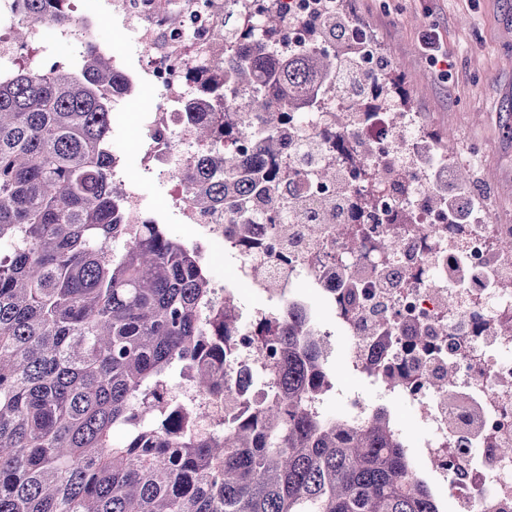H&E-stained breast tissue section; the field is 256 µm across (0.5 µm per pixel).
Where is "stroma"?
<instances>
[{"label": "stroma", "mask_w": 512, "mask_h": 512, "mask_svg": "<svg viewBox=\"0 0 512 512\" xmlns=\"http://www.w3.org/2000/svg\"><path fill=\"white\" fill-rule=\"evenodd\" d=\"M351 16L370 28L385 52L398 65L412 109L431 132L452 129L458 164L471 174L468 195L494 203L492 221L512 224V0H345ZM106 0H77L79 12L94 17V41L113 54L137 62L134 32L116 21ZM439 25L451 58L447 76L431 70L422 54L419 35L427 25ZM156 90L147 83L126 99L130 119L112 144L127 160V176L146 203L149 214L168 224L184 241L198 231L179 223L166 208L167 194L145 177L138 159L147 145L137 113L152 111ZM344 337L336 339L329 364L336 380L331 408L343 411L350 397L369 404L384 403L394 416L408 421V439L418 444L427 434L412 405L383 394L366 374L345 368Z\"/></svg>", "instance_id": "35a3bbf8"}]
</instances>
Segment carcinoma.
<instances>
[{"mask_svg": "<svg viewBox=\"0 0 512 512\" xmlns=\"http://www.w3.org/2000/svg\"><path fill=\"white\" fill-rule=\"evenodd\" d=\"M57 0H19L33 23H76ZM237 50L215 47L185 108L201 142L224 137L206 170L182 180L199 210L224 208L251 233L260 205L276 207L289 172L248 164L233 139L242 115L269 156L291 113L352 64L320 48L345 32L311 30L312 47L283 55L254 40L248 3ZM267 33L284 24L266 5ZM404 86L384 55L345 112L375 109ZM129 96L109 55L87 45L79 68L22 66L0 81V512H441L385 404L356 426L315 404L334 389L329 346L305 309L276 314L266 340L275 392L203 430V402L224 398L236 358L237 301L214 302L193 247L166 224L124 223L112 177V100ZM200 401L167 394L177 382Z\"/></svg>", "mask_w": 512, "mask_h": 512, "instance_id": "carcinoma-1", "label": "carcinoma"}]
</instances>
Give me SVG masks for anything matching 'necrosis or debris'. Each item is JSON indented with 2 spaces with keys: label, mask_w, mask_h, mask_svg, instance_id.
Wrapping results in <instances>:
<instances>
[{
  "label": "necrosis or debris",
  "mask_w": 512,
  "mask_h": 512,
  "mask_svg": "<svg viewBox=\"0 0 512 512\" xmlns=\"http://www.w3.org/2000/svg\"><path fill=\"white\" fill-rule=\"evenodd\" d=\"M113 15L133 29L142 48L135 80L158 92L143 122L149 148L144 171L168 187V201L182 223L197 225L196 246L207 253L223 243L244 278L270 302L269 308H240V320L261 321L289 303L302 305L324 337L344 334L346 363L371 374L384 394L409 401L428 433L415 470L430 468L448 501L449 512H512V224H495L491 210L473 200L461 208L463 223L429 207L428 195L451 181L456 153L437 147L417 113L400 112L394 102L350 115L351 137L336 136L345 94L325 96L319 106L293 115L286 151L257 156L250 135L235 146L254 164L296 171L285 204L254 217L249 238L237 235L223 211L195 209L180 183L190 163H200L223 140L198 143L183 106L201 54L213 47L238 0H110ZM287 21L280 47L300 54L307 48L302 21L335 11L336 0H278ZM184 24L175 28L171 14ZM334 165L339 179L327 183L313 169ZM372 204L357 208L358 198ZM287 224L280 241L273 226ZM320 224L311 237L308 227ZM362 269L359 305L351 307L342 288L347 273ZM318 288L334 313L332 324L308 292ZM240 365L226 369L227 409L236 413L270 390L268 358L250 330L238 338ZM400 373L387 385L386 371ZM454 375L450 401L436 393L445 372Z\"/></svg>",
  "instance_id": "1"
}]
</instances>
